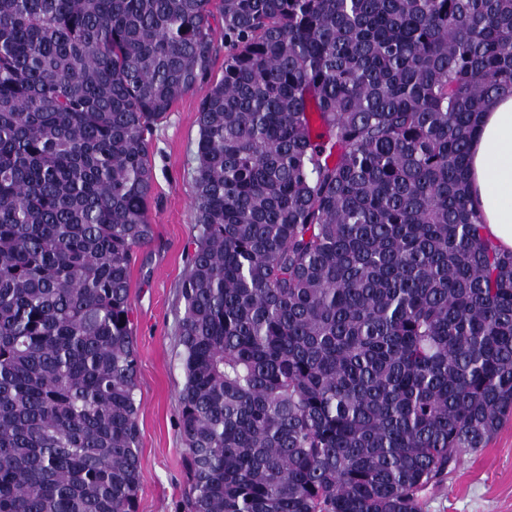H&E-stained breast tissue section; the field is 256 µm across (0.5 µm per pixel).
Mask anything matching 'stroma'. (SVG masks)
Returning <instances> with one entry per match:
<instances>
[{"label": "stroma", "mask_w": 512, "mask_h": 512, "mask_svg": "<svg viewBox=\"0 0 512 512\" xmlns=\"http://www.w3.org/2000/svg\"><path fill=\"white\" fill-rule=\"evenodd\" d=\"M202 96L199 90L184 95L152 133L153 238L139 249L131 276L140 403L136 512H184L183 372L176 325L184 307L180 285L194 247L193 149ZM424 512H512V417L487 448L463 457L444 484L427 494Z\"/></svg>", "instance_id": "obj_1"}]
</instances>
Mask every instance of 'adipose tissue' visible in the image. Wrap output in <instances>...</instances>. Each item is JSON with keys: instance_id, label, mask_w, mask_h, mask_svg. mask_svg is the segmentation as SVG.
Returning a JSON list of instances; mask_svg holds the SVG:
<instances>
[{"instance_id": "ef3b65f1", "label": "adipose tissue", "mask_w": 512, "mask_h": 512, "mask_svg": "<svg viewBox=\"0 0 512 512\" xmlns=\"http://www.w3.org/2000/svg\"><path fill=\"white\" fill-rule=\"evenodd\" d=\"M473 201L488 236L512 250V96L490 99L469 149Z\"/></svg>"}]
</instances>
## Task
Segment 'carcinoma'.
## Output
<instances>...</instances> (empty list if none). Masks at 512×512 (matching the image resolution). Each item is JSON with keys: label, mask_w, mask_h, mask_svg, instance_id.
<instances>
[{"label": "carcinoma", "mask_w": 512, "mask_h": 512, "mask_svg": "<svg viewBox=\"0 0 512 512\" xmlns=\"http://www.w3.org/2000/svg\"><path fill=\"white\" fill-rule=\"evenodd\" d=\"M198 88L186 512H423L512 415L467 175L512 0H0V512H136L150 133Z\"/></svg>", "instance_id": "carcinoma-1"}]
</instances>
